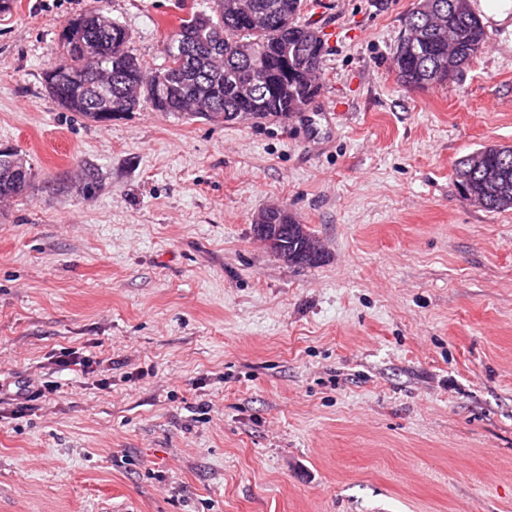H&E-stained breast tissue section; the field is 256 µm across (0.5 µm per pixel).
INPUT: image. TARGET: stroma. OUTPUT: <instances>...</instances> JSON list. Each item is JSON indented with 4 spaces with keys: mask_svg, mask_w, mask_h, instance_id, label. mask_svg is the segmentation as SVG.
Segmentation results:
<instances>
[{
    "mask_svg": "<svg viewBox=\"0 0 512 512\" xmlns=\"http://www.w3.org/2000/svg\"><path fill=\"white\" fill-rule=\"evenodd\" d=\"M307 4L321 92L285 120L99 124L43 72L97 10L164 62L177 0H13L0 13V147L29 195L0 218V512H512V210L461 196L455 163L512 145V8L472 0L486 48L401 86L415 0ZM96 190L82 192L86 176ZM288 207L314 266L255 247ZM113 360L108 389L58 363Z\"/></svg>",
    "mask_w": 512,
    "mask_h": 512,
    "instance_id": "1",
    "label": "stroma"
}]
</instances>
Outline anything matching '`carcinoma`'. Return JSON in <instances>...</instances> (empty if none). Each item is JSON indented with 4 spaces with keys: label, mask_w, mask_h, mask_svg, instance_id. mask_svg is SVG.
<instances>
[{
    "label": "carcinoma",
    "mask_w": 512,
    "mask_h": 512,
    "mask_svg": "<svg viewBox=\"0 0 512 512\" xmlns=\"http://www.w3.org/2000/svg\"><path fill=\"white\" fill-rule=\"evenodd\" d=\"M471 0H417L394 53L406 88L438 85L487 46ZM214 14L189 11L167 38L165 61L144 69L126 27L98 11L69 21L60 34L64 61L47 69V93L66 112L95 122L112 107L132 112L146 102L158 112L217 123L286 119L317 95L326 44L318 28L300 22L306 0H215ZM0 152V198L25 194L30 164ZM463 196L489 211L512 209V147L483 146L455 166Z\"/></svg>",
    "instance_id": "obj_1"
}]
</instances>
